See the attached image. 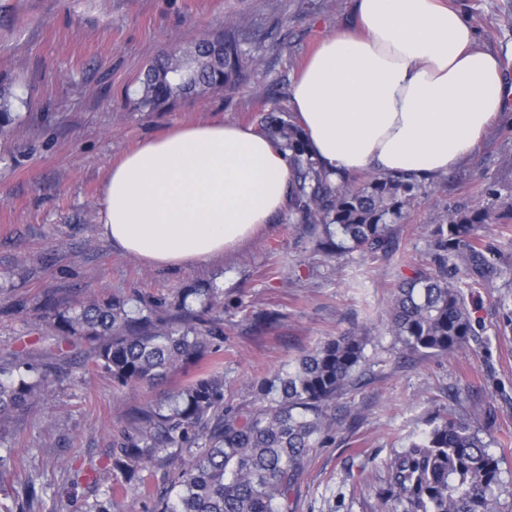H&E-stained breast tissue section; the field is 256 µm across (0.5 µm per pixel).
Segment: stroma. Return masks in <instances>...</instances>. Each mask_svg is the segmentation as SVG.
<instances>
[{
    "instance_id": "35a3bbf8",
    "label": "stroma",
    "mask_w": 512,
    "mask_h": 512,
    "mask_svg": "<svg viewBox=\"0 0 512 512\" xmlns=\"http://www.w3.org/2000/svg\"><path fill=\"white\" fill-rule=\"evenodd\" d=\"M499 52L512 83V0H451ZM352 0H0V89L12 121L0 136V352L53 366L47 403L15 426L10 483L47 484V512H79L113 483L111 436L137 407L185 380L120 389L86 370L85 348L58 347L41 315L49 301L90 292L171 295L197 282L224 288L225 403L258 406L254 384L361 325L370 328L366 372L330 412L332 441L314 449L292 512H377L387 459L426 419L468 418L503 455L504 504L512 503V224H484L477 236L495 268L465 289L475 334L445 356L406 357L387 328L392 287L430 261V234L446 208L481 201L488 183L512 187V121L496 123L465 163L428 182L404 212L391 256L316 251L306 225L287 214L219 259L183 270L152 267L104 239L95 222L113 161L176 124L221 118L256 125L272 99L287 97L300 67L325 35L344 30ZM236 21L264 46L250 83L215 88L170 112L133 109L138 77L169 46L184 47ZM22 315L5 313L14 300ZM276 319L257 327L259 316Z\"/></svg>"
}]
</instances>
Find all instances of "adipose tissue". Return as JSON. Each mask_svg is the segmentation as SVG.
Segmentation results:
<instances>
[{
	"instance_id": "adipose-tissue-1",
	"label": "adipose tissue",
	"mask_w": 512,
	"mask_h": 512,
	"mask_svg": "<svg viewBox=\"0 0 512 512\" xmlns=\"http://www.w3.org/2000/svg\"><path fill=\"white\" fill-rule=\"evenodd\" d=\"M325 171L433 178L464 163L504 114L497 52L444 0H354L289 89ZM288 160L254 128L215 119L141 141L112 165L95 221L154 267L186 269L237 248L288 208Z\"/></svg>"
}]
</instances>
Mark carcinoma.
Masks as SVG:
<instances>
[{"instance_id":"cac0c4a2","label":"carcinoma","mask_w":512,"mask_h":512,"mask_svg":"<svg viewBox=\"0 0 512 512\" xmlns=\"http://www.w3.org/2000/svg\"><path fill=\"white\" fill-rule=\"evenodd\" d=\"M261 46L233 22L188 50L158 55L141 81L137 110L162 112L212 88L249 80ZM259 132L288 153V223L306 224L319 251L339 259L359 251L393 253L395 225L425 191L409 174L371 173L356 183L329 180L307 151L306 134L288 110L262 114ZM511 224L512 193L496 184L478 205L448 210L431 231V262L400 280L388 313L390 333L419 357L463 348L473 335L463 291L448 268L473 280L492 273L476 242L480 224ZM44 321L57 342H86L89 366L120 388L153 387L178 371L192 375L166 400L136 408L112 434V466L121 478L81 512H122L124 493L149 486L146 473L175 465L170 489L148 493L152 512H290L291 496L314 449L336 432L330 404L354 384L369 336L363 328L301 356L273 380H260V405L224 403V289L216 281L179 289L171 298L136 293L90 295L75 304H49ZM47 367L0 359V476L15 448L12 424L37 412L50 419ZM502 457L478 430L453 412L395 451L385 465L378 512H503ZM46 488L30 479L0 500V512H43Z\"/></svg>"}]
</instances>
